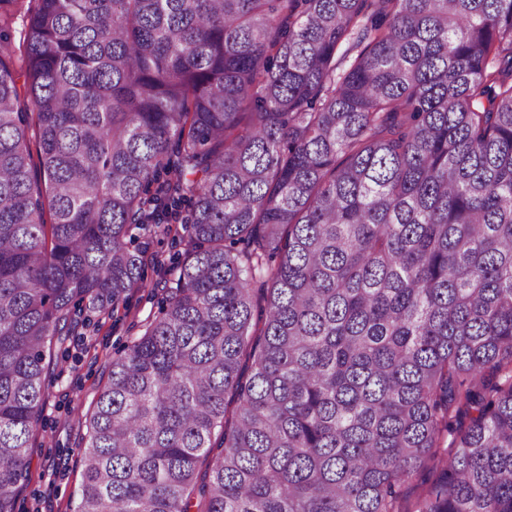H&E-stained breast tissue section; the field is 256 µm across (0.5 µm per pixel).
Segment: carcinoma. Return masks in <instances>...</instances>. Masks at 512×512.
I'll return each mask as SVG.
<instances>
[{"label":"carcinoma","mask_w":512,"mask_h":512,"mask_svg":"<svg viewBox=\"0 0 512 512\" xmlns=\"http://www.w3.org/2000/svg\"><path fill=\"white\" fill-rule=\"evenodd\" d=\"M16 12L0 512L72 311L146 287L135 231L184 206L72 512H512V0H0V28Z\"/></svg>","instance_id":"cac0c4a2"}]
</instances>
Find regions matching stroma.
<instances>
[{"label":"stroma","instance_id":"35a3bbf8","mask_svg":"<svg viewBox=\"0 0 512 512\" xmlns=\"http://www.w3.org/2000/svg\"><path fill=\"white\" fill-rule=\"evenodd\" d=\"M136 244L146 256H160L165 265L146 266V286L130 294L125 308L76 317L70 351L56 361L48 381L43 426L28 450L29 476L16 501L17 512H71L82 481L79 448L86 416L113 358L157 315L168 296L164 282L187 248L180 236L157 231L143 233Z\"/></svg>","mask_w":512,"mask_h":512}]
</instances>
